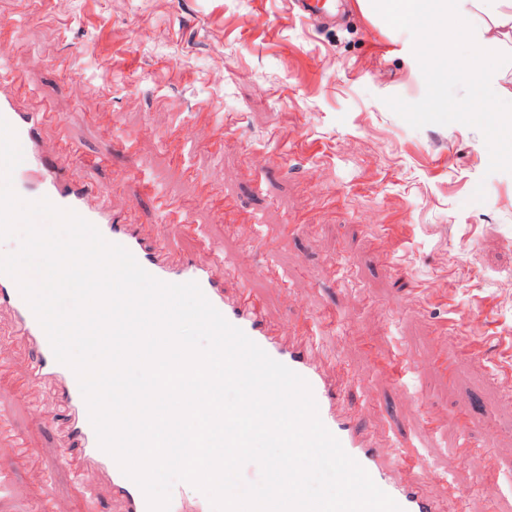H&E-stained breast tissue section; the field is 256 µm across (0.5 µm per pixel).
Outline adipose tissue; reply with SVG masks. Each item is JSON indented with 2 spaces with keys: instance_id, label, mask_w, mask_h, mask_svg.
<instances>
[{
  "instance_id": "1",
  "label": "adipose tissue",
  "mask_w": 512,
  "mask_h": 512,
  "mask_svg": "<svg viewBox=\"0 0 512 512\" xmlns=\"http://www.w3.org/2000/svg\"><path fill=\"white\" fill-rule=\"evenodd\" d=\"M362 5L387 22L424 32L437 19L448 30L469 19L463 69L485 84L499 77L498 67L491 63L493 51L512 55V0H363Z\"/></svg>"
}]
</instances>
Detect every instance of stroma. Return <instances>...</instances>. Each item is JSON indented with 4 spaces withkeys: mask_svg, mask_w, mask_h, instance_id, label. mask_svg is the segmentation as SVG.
Wrapping results in <instances>:
<instances>
[{
    "mask_svg": "<svg viewBox=\"0 0 512 512\" xmlns=\"http://www.w3.org/2000/svg\"><path fill=\"white\" fill-rule=\"evenodd\" d=\"M321 30L291 0H0V66L23 69L21 107L56 113L86 165L74 178L122 182L111 205L183 253H219L262 299L279 335L299 322L321 334L348 376L347 399L395 465L430 463L424 488L455 483L468 512L512 507V142L486 115L512 110L458 61L437 85L418 34L380 21L358 0ZM135 144L123 151L124 140ZM160 188L195 227L171 235L154 209ZM288 224L301 232L284 234ZM261 241L255 251L249 240ZM430 286L427 297L407 284ZM493 350L469 351L471 336ZM53 392L0 387L32 449L0 512L52 498L78 512H122L93 472L58 456L46 419ZM438 432L416 442L423 415ZM478 449L461 464L457 444Z\"/></svg>",
    "mask_w": 512,
    "mask_h": 512,
    "instance_id": "obj_1",
    "label": "stroma"
}]
</instances>
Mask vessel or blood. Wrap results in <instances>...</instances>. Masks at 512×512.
<instances>
[{
  "mask_svg": "<svg viewBox=\"0 0 512 512\" xmlns=\"http://www.w3.org/2000/svg\"><path fill=\"white\" fill-rule=\"evenodd\" d=\"M333 0H297L302 17L317 25L328 24ZM0 117L15 129L22 160L12 174L14 191L22 199H48L55 206L76 212L93 224L108 242L128 249L149 274L166 283L194 282L208 301L232 325L240 328L271 358L283 363L309 383L321 421L341 442L345 452L362 465L375 484L390 495L403 512H466L467 498L455 487L439 496L423 489L426 462H419L413 475L397 472L388 454L371 433L367 420L347 407L342 399L343 381L335 373L317 337L308 330L285 338L269 323L263 302L242 283L230 284V274L218 262H204L174 253L161 244L145 225L127 223L110 205L112 190L76 180L75 164L83 156L60 139L55 152L39 146L43 130L53 121L50 113L20 110L14 97L0 95ZM0 305L8 307L12 321L0 327V346L21 338L26 340L29 359L13 386L22 392L53 385L63 408L64 419L58 454L69 464L97 471L113 497L122 501L124 512H148L140 487L121 471L116 460L100 448L90 422L77 377L59 363L49 339L23 298L16 282L0 275ZM170 512H212L209 499L186 500L181 488L171 491Z\"/></svg>",
  "mask_w": 512,
  "mask_h": 512,
  "instance_id": "vessel-or-blood-1",
  "label": "vessel or blood"
}]
</instances>
